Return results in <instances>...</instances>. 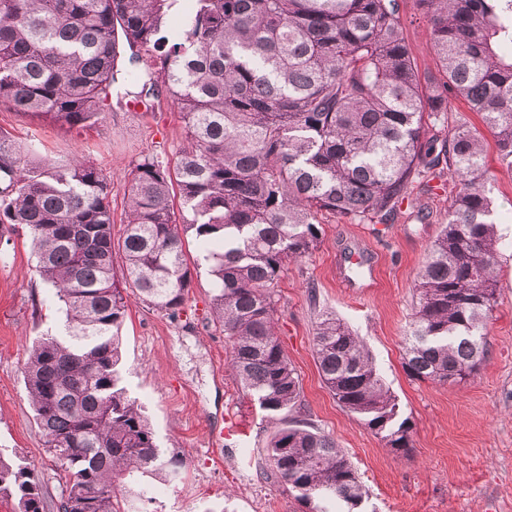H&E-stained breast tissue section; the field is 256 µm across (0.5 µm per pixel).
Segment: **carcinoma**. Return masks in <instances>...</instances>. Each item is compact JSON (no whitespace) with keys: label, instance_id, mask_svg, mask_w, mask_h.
<instances>
[{"label":"carcinoma","instance_id":"cac0c4a2","mask_svg":"<svg viewBox=\"0 0 512 512\" xmlns=\"http://www.w3.org/2000/svg\"><path fill=\"white\" fill-rule=\"evenodd\" d=\"M175 2L0 0L1 104L84 128L112 109L122 84L127 100L146 106L165 92L184 124L173 165L145 156L131 169L117 241L97 164L36 161L0 130V245L26 229L40 278L65 306V335L34 343L24 362L65 487L52 505L30 464L0 459V496L20 512H128L125 475H180L185 460L159 448L117 366L130 298L180 314L193 283L190 234L215 283L210 315L234 380L282 423L260 476L354 512L368 491L344 451L307 419L288 418L302 407L301 383L277 333L276 287L285 265L320 243L318 215L384 224L443 162L455 191L415 284L404 369L443 385L475 372L496 293L490 175L479 132L458 127L441 139L425 125L461 96L512 167V0H418L440 63L424 84L400 0H195L166 30ZM118 251L130 294L114 271ZM313 347L337 402L407 453L410 422L398 419L359 337L327 316Z\"/></svg>","mask_w":512,"mask_h":512}]
</instances>
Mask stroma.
Here are the masks:
<instances>
[{
  "label": "stroma",
  "instance_id": "stroma-1",
  "mask_svg": "<svg viewBox=\"0 0 512 512\" xmlns=\"http://www.w3.org/2000/svg\"><path fill=\"white\" fill-rule=\"evenodd\" d=\"M402 19L419 71H436L430 28L416 0H403ZM0 129L41 157L59 161L82 153L93 160L112 188L116 237L133 164L148 155L173 163L184 137L181 115L165 96L151 110L113 107L88 131L0 106ZM483 144L499 243L488 353L473 376L449 386L413 380L403 368L417 274L448 222L452 185L445 169L414 183L389 223L320 215L318 249L288 262L278 283V334L301 380L305 416L356 468L368 489L367 512H512V168L500 161L492 132L484 131ZM364 251L377 258L370 276L352 261ZM36 266L25 233L0 248V457L30 463L46 499L56 500L63 485L34 420L23 363L34 340L61 328L63 313ZM213 293V278L202 266L179 318L136 302L127 312L122 383L160 447L183 456L186 466L168 482L131 473L125 495L143 512H313L312 503L257 477L255 463L277 423L238 390L226 369L224 335L207 321ZM325 314L366 341L412 424L408 454L393 453L324 385L313 336Z\"/></svg>",
  "mask_w": 512,
  "mask_h": 512
}]
</instances>
